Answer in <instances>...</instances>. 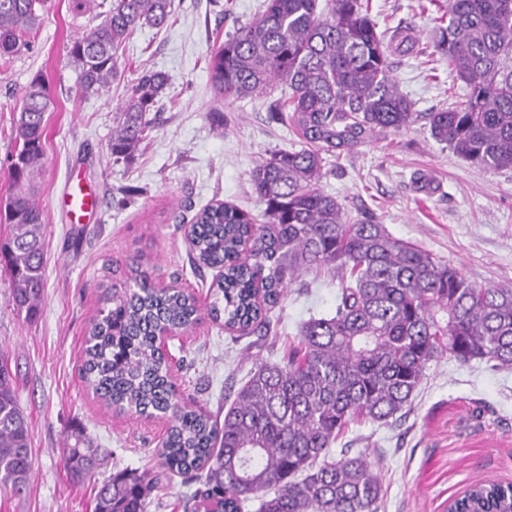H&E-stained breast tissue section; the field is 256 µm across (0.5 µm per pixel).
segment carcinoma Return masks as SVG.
Instances as JSON below:
<instances>
[{
  "mask_svg": "<svg viewBox=\"0 0 512 512\" xmlns=\"http://www.w3.org/2000/svg\"><path fill=\"white\" fill-rule=\"evenodd\" d=\"M100 19L74 39L67 57L79 91L97 93L120 77L117 52L137 26L162 28L173 0H75ZM44 0H0V57L31 48ZM409 29L378 32L363 0H263L261 12L211 54L214 89L237 98H270L278 81L288 97L270 111L303 141L251 173L263 221L228 203L199 209L189 233L197 269L220 266L209 315L247 334L269 329L267 313L305 274L327 273L338 293L332 315L311 317L280 363H259L234 393L223 424L185 406L172 390L153 329L198 320L194 297L154 287L134 261L130 285L106 295L89 329L81 376L106 405L170 423L159 465L199 473L189 501L212 512H377L384 490L365 454L331 459L349 424L387 425L409 405L428 364L446 354L512 367V287H482L455 266L393 236L372 218L351 220L319 187L325 155L352 152L379 135L425 120L431 137L480 171L512 169V0H448V25L434 47L465 84L454 106L417 112L393 77L391 57L413 52ZM170 84L145 72L128 88L113 120L110 155L129 159L151 128L156 99ZM52 96L37 76L14 119L16 152L7 167L14 188L0 244L14 309L41 311L46 260L43 209L32 183L45 156V112ZM64 468L92 473L97 449L71 432ZM32 471L27 417L16 376L0 352V492L19 495ZM154 478L121 470L99 489L95 512H146ZM466 512H512V483L485 481L462 499Z\"/></svg>",
  "mask_w": 512,
  "mask_h": 512,
  "instance_id": "cac0c4a2",
  "label": "carcinoma"
}]
</instances>
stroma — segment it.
Masks as SVG:
<instances>
[{"instance_id": "1", "label": "stroma", "mask_w": 512, "mask_h": 512, "mask_svg": "<svg viewBox=\"0 0 512 512\" xmlns=\"http://www.w3.org/2000/svg\"><path fill=\"white\" fill-rule=\"evenodd\" d=\"M262 0H174L163 29L136 27L119 49L122 76L107 91L76 92L69 43L97 23L73 0H46L31 50L0 59V203L10 195L6 167L15 150L11 126L35 75L48 82L43 167L36 178L45 213L47 259L42 309L26 320L10 300L0 270V348L18 374L28 419L32 472L22 495H0V512H94L113 472L157 470L168 421L105 408L81 377L85 333L104 293L124 287L126 265L139 258L159 286L178 282L206 300L217 277L193 270L182 207L220 200L261 216L252 170L280 150L300 149L289 127L272 120L265 102L218 96L207 61L227 34L251 21ZM448 0H370L377 29L412 28L422 51L395 60L394 75L418 112L448 108L464 85L433 48ZM167 73L170 84L152 112L154 126L128 160L108 152L113 118L128 83L143 71ZM99 198L97 210L70 223L57 205L71 175ZM322 189L338 196L349 218L374 215L395 237L457 266L480 286H512V170L481 172L437 143L424 128L376 138L352 153L327 156ZM336 305L329 276L306 275L269 314L264 334L238 336L200 315L169 342V379L182 402L223 418L233 393L260 362L280 361L310 315ZM81 429L101 462L74 480L61 459L64 440ZM336 450L366 454L384 488L379 512H444L469 485L512 483V368L449 356L429 363L407 413L388 426L352 422ZM185 476L162 477L147 512H185Z\"/></svg>"}]
</instances>
